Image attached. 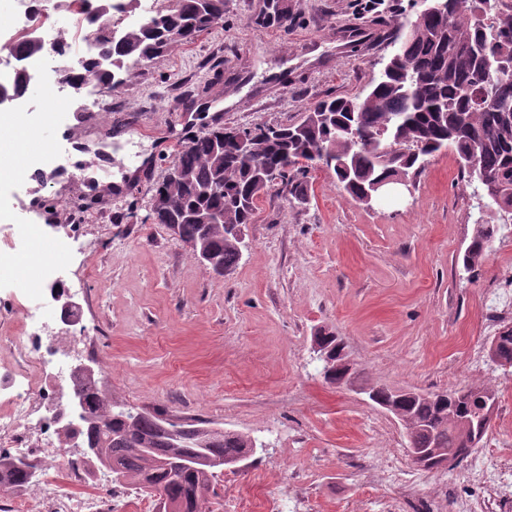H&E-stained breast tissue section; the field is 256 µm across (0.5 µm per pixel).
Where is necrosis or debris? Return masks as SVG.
Masks as SVG:
<instances>
[{
    "mask_svg": "<svg viewBox=\"0 0 512 512\" xmlns=\"http://www.w3.org/2000/svg\"><path fill=\"white\" fill-rule=\"evenodd\" d=\"M60 27L42 0H0V32L10 46L24 45L34 38H57ZM102 37L88 28L81 37L80 50L63 41L62 52L49 61L38 56L27 60L31 73L41 79L43 106L32 111L24 97L0 105L13 122L8 127L12 140L26 154L30 167H50L51 144L41 139L44 125L56 118L54 101L59 92L81 99L82 111L109 112L117 103L103 88L79 80L83 63L100 55ZM37 224L19 223L13 205L0 202V285L7 283L10 270L20 257L21 247L41 236ZM22 314L16 335L0 345V453L22 454L38 464L40 476L30 489L0 497V512H151L150 503L112 489L109 498L78 494L73 484L91 482L86 466L71 467L68 482L51 477L50 471L66 446L62 426L67 420L72 396L73 366L95 354L93 337L84 329L65 323L62 315L45 298L26 305L17 298L0 299V316Z\"/></svg>",
    "mask_w": 512,
    "mask_h": 512,
    "instance_id": "necrosis-or-debris-1",
    "label": "necrosis or debris"
}]
</instances>
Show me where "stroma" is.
Masks as SVG:
<instances>
[{
	"instance_id": "35a3bbf8",
	"label": "stroma",
	"mask_w": 512,
	"mask_h": 512,
	"mask_svg": "<svg viewBox=\"0 0 512 512\" xmlns=\"http://www.w3.org/2000/svg\"><path fill=\"white\" fill-rule=\"evenodd\" d=\"M226 0L224 22L188 46L131 65L122 109L100 112L121 149L102 185L47 181L40 204L5 186L20 223L67 214L81 244V323L98 347L118 402L180 423H207L262 441L209 494L300 495L306 512H512V372L488 358L512 326V228L481 267L458 262L478 218L474 188L452 151L432 157L411 192L373 208L330 170L308 175V202L272 185L245 229L227 275L207 273L190 247L148 217L179 142L220 127L297 123L328 94L366 93L398 46L415 0ZM342 339L355 389L326 383L313 351L318 330ZM491 385L500 392L481 450L453 470L413 464L396 417L367 388L430 392ZM270 470L256 490L252 476Z\"/></svg>"
}]
</instances>
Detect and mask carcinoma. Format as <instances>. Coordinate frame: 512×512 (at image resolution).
Listing matches in <instances>:
<instances>
[{"label": "carcinoma", "instance_id": "obj_1", "mask_svg": "<svg viewBox=\"0 0 512 512\" xmlns=\"http://www.w3.org/2000/svg\"><path fill=\"white\" fill-rule=\"evenodd\" d=\"M494 14L497 24H484ZM224 16V0H172L151 17L153 25L123 30L124 47L133 62L151 60L173 44L191 42L215 28ZM497 86L498 101L476 100L465 88L482 82ZM299 122L243 128L242 146L224 142V129L201 132L175 152L171 167L179 180L160 182L170 203L157 224H173L187 244L209 252L211 272L224 276L241 258L235 232L253 223L257 203L269 186L256 177L254 157L278 164L282 191L300 203L307 199L303 164L325 152L327 169L342 188L359 200L376 179L414 177L428 157L445 147L455 153L467 182L478 183L480 216L462 255L474 270L491 249L497 219L512 221V0H439L437 7L409 24L384 74L364 95H328L307 109ZM224 214V224L207 227L202 218ZM492 360L512 368V329L492 337ZM73 393L85 402L79 427L64 428L78 438L79 454L98 464L105 482L121 479L155 498L171 512H202L215 472L206 459L233 462L257 447L243 433L183 424L152 415L112 399L100 379L76 373ZM479 398L463 387L428 393L404 406L417 422L411 447L434 441L454 449L458 460L482 442L491 421ZM14 456L0 454V476L14 491L31 483L35 472L19 469ZM118 464L114 472L104 461Z\"/></svg>", "mask_w": 512, "mask_h": 512}]
</instances>
